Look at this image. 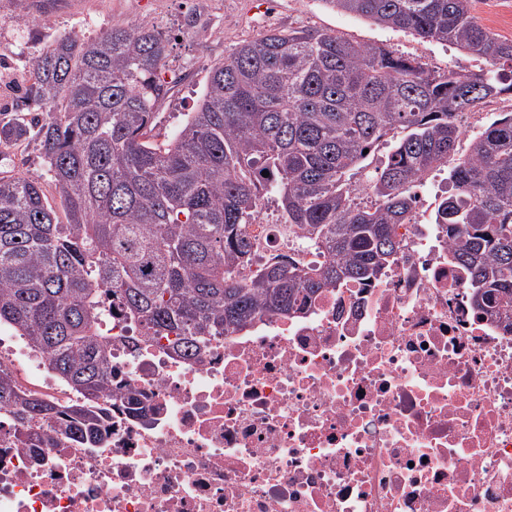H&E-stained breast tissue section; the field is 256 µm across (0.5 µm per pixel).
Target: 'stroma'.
Segmentation results:
<instances>
[{
  "instance_id": "35a3bbf8",
  "label": "stroma",
  "mask_w": 512,
  "mask_h": 512,
  "mask_svg": "<svg viewBox=\"0 0 512 512\" xmlns=\"http://www.w3.org/2000/svg\"><path fill=\"white\" fill-rule=\"evenodd\" d=\"M120 22L146 25L171 43L162 77L169 92L160 101L150 134L161 144L194 109L209 69L238 45L272 30L307 27L333 31L361 44H385L419 56L444 71L472 65L470 55L411 33L337 12L323 0H0V123L8 122L29 81L32 61L58 36L74 31L95 37ZM39 177L58 223L66 215L34 139L0 141L1 176Z\"/></svg>"
}]
</instances>
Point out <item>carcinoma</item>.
<instances>
[{
  "instance_id": "1",
  "label": "carcinoma",
  "mask_w": 512,
  "mask_h": 512,
  "mask_svg": "<svg viewBox=\"0 0 512 512\" xmlns=\"http://www.w3.org/2000/svg\"><path fill=\"white\" fill-rule=\"evenodd\" d=\"M323 2L499 69L441 73L384 44L276 30L215 64L194 111L158 145L148 132L168 92L164 33L116 23L95 38L65 34L36 58L22 105L37 112L0 134L38 141L67 223L40 178L0 177V324L84 401L59 411L20 394L0 368V410L21 447L39 435L106 442L108 413L96 401L112 397L114 310L151 339L174 336L184 357L261 314L288 317L325 288L380 272L412 209L408 184L433 171L448 180L434 219L461 230L454 259L471 270L473 306L512 302V112L462 153L452 121L512 94V39L479 22L473 0ZM383 140L385 160L370 173L378 204L356 205L351 176ZM271 197L324 261L282 259L239 280L254 256L244 226Z\"/></svg>"
}]
</instances>
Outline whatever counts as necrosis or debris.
<instances>
[{"label": "necrosis or debris", "mask_w": 512, "mask_h": 512, "mask_svg": "<svg viewBox=\"0 0 512 512\" xmlns=\"http://www.w3.org/2000/svg\"><path fill=\"white\" fill-rule=\"evenodd\" d=\"M447 190L435 173L414 180L376 277L260 315L197 358L133 345L113 314L110 439L34 452L1 415L0 512H512V309L472 306L458 240L433 219ZM245 232L258 263L319 259L297 228L261 216ZM6 340L0 366L22 391L76 401Z\"/></svg>", "instance_id": "obj_1"}]
</instances>
